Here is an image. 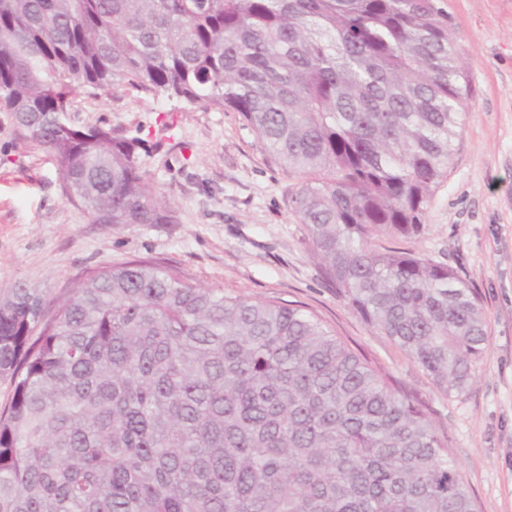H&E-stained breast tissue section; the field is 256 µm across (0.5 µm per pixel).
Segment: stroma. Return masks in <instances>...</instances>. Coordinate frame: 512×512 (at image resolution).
Here are the masks:
<instances>
[{"mask_svg":"<svg viewBox=\"0 0 512 512\" xmlns=\"http://www.w3.org/2000/svg\"><path fill=\"white\" fill-rule=\"evenodd\" d=\"M470 94L424 231L375 238L454 268L476 291L486 344L460 394L372 329L323 277L292 197L300 178L236 112L125 87L78 92L72 125L136 141L169 224H98L65 192L63 171L0 112V297L18 283L68 295L93 269L150 259L189 282L300 306L390 383L422 403L477 512H512V0H438Z\"/></svg>","mask_w":512,"mask_h":512,"instance_id":"stroma-1","label":"stroma"}]
</instances>
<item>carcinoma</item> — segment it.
<instances>
[{"instance_id":"carcinoma-1","label":"carcinoma","mask_w":512,"mask_h":512,"mask_svg":"<svg viewBox=\"0 0 512 512\" xmlns=\"http://www.w3.org/2000/svg\"><path fill=\"white\" fill-rule=\"evenodd\" d=\"M128 86L239 113L302 179L357 313L462 393L485 318L415 237L470 93L436 0H0V112L100 224H168L133 144L68 119ZM0 310V512H476L420 402L291 304L132 261Z\"/></svg>"}]
</instances>
